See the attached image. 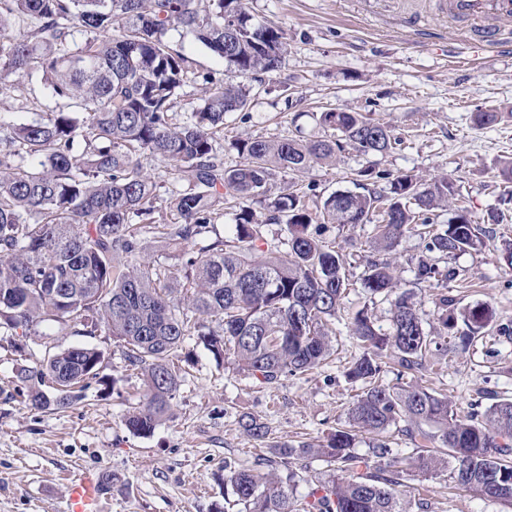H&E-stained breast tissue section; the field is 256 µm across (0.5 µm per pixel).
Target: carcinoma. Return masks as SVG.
Wrapping results in <instances>:
<instances>
[{"mask_svg":"<svg viewBox=\"0 0 512 512\" xmlns=\"http://www.w3.org/2000/svg\"><path fill=\"white\" fill-rule=\"evenodd\" d=\"M173 29L192 35L230 76L217 81L195 73L168 40ZM286 51L282 30L254 23L246 0H209L203 11L197 0H0V87L13 74L39 75L53 98L66 101L45 119L13 127L11 149L0 153V330L26 337L53 325L60 335L104 331L117 339L146 386V401L126 415L125 425L146 434L176 396L174 358L187 336L266 385L331 356L329 324L350 283L345 258L324 244L321 228L372 223L362 287L390 300L391 324L387 331L375 326L365 309L349 317L362 353L346 377L361 383V392L345 425L317 444L270 449L264 472L229 471L225 504L242 512H409L400 471L393 469L399 463L425 475L447 472L461 488L512 502V398L482 392L462 416L420 383L382 380L389 352L401 368L421 372L432 339L414 294L395 293L391 264L375 256L407 232L423 239L428 256L416 260L415 278L434 289L448 348L467 349L483 338L494 311L488 302L457 310L448 283L463 277L449 261L481 250V224L498 223V214L481 221L455 206L461 193L451 176L423 183L409 172L361 168L359 192L336 190L311 208L290 183L269 201L266 220L242 205L233 236H211L224 205L265 195L273 171L330 166L348 146L384 155L396 143L386 125L336 108L319 116L331 138L238 139L234 148L243 163L224 166L217 135L224 117L248 104L245 86L233 77L271 73ZM192 77L202 78L205 96L176 126L169 111ZM81 143L84 149L75 152ZM144 153L169 161L172 175L191 177L188 189L166 200L168 224L156 223L154 185L138 161ZM380 180L386 189L368 187ZM451 207L454 216L435 228L436 211ZM266 224L288 226L286 253L261 249ZM149 234L171 251L195 250L172 270L142 257ZM120 257L126 262H117ZM45 354L41 368L20 370L24 379L61 382L52 399L31 395L37 409L71 404L73 389L96 378L104 360L88 346L54 352L47 345ZM239 426L256 441L269 436V427L252 416H242ZM393 427L422 449L418 457L401 461L385 441L370 457L355 451L357 433ZM295 456L320 459L334 472L301 503L289 493Z\"/></svg>","mask_w":512,"mask_h":512,"instance_id":"1","label":"carcinoma"}]
</instances>
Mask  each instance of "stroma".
Instances as JSON below:
<instances>
[{"label":"stroma","instance_id":"1","mask_svg":"<svg viewBox=\"0 0 512 512\" xmlns=\"http://www.w3.org/2000/svg\"><path fill=\"white\" fill-rule=\"evenodd\" d=\"M254 22L278 25L288 49L277 71L244 78L247 107L224 119L219 145L226 165L238 164L236 139H316L327 131L320 112L340 108L385 122L395 138L384 156L347 150L333 166H316L299 176L311 200L353 189L361 168L410 172L428 181L450 174L476 217L495 212L485 248L456 257L470 287L449 283L459 306L490 303L494 318L476 346L463 354L428 357L425 386L468 411L477 390L512 396V266L503 250L512 243V179L503 175L512 160V20L474 24L448 15L442 0H249ZM14 90L0 97L4 126L43 118L51 103L39 78L13 76ZM494 109L497 123L482 126L476 112ZM156 184L155 217L168 222L165 201L189 186L188 175L172 178L167 161L140 159ZM373 227L326 225L322 236L347 259L350 282L345 317L332 329L336 356L302 375L268 386L216 360L186 337L175 361L180 386L171 407L147 434L131 432L127 413L142 403L146 387L124 347L111 336L56 337L58 348L88 345L104 354L100 381L90 382L64 409H36L32 392L55 396L50 379L20 381V369L44 359L42 339L28 337L24 353L0 332V512H63L68 481L82 469L103 471L108 481L104 512H224L226 468H253L269 448L323 439L344 423L359 394L345 370L361 349L350 334L348 313L369 308L388 327L390 305L361 286L362 258ZM420 238L404 234L387 251L398 291L417 296L426 332L436 320L430 290L417 284L414 264ZM250 415L270 435L258 442L240 429ZM410 512H512V503L490 500L455 486L447 474L400 477Z\"/></svg>","mask_w":512,"mask_h":512}]
</instances>
